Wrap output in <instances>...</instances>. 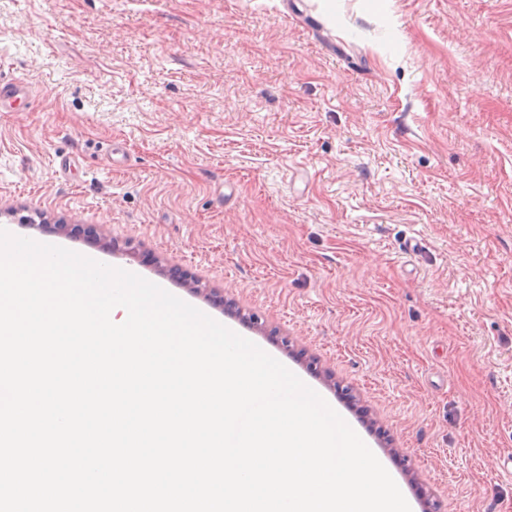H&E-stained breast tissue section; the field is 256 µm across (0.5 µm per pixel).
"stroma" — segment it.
Wrapping results in <instances>:
<instances>
[{"instance_id":"1","label":"stroma","mask_w":512,"mask_h":512,"mask_svg":"<svg viewBox=\"0 0 512 512\" xmlns=\"http://www.w3.org/2000/svg\"><path fill=\"white\" fill-rule=\"evenodd\" d=\"M0 76V228L251 340L437 512H512V0H0ZM29 97V88L22 81L0 79V109L12 110Z\"/></svg>"}]
</instances>
